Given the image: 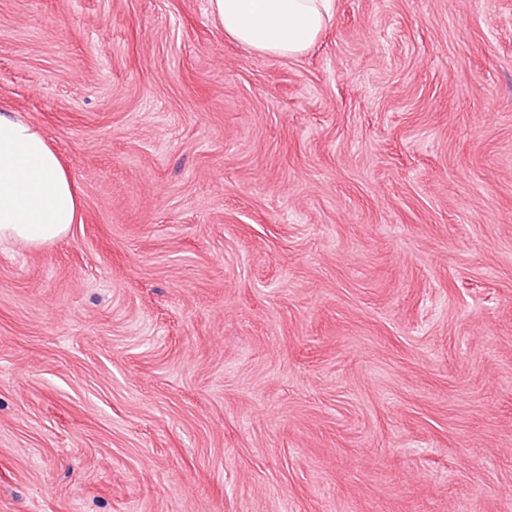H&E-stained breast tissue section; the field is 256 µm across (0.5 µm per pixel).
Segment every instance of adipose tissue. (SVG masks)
I'll return each mask as SVG.
<instances>
[{"label":"adipose tissue","instance_id":"ef3b65f1","mask_svg":"<svg viewBox=\"0 0 512 512\" xmlns=\"http://www.w3.org/2000/svg\"><path fill=\"white\" fill-rule=\"evenodd\" d=\"M227 36L261 54L303 55L333 17L334 0H209ZM81 202L44 132L0 110V240L40 248L63 238Z\"/></svg>","mask_w":512,"mask_h":512}]
</instances>
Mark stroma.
Masks as SVG:
<instances>
[{"instance_id":"35a3bbf8","label":"stroma","mask_w":512,"mask_h":512,"mask_svg":"<svg viewBox=\"0 0 512 512\" xmlns=\"http://www.w3.org/2000/svg\"><path fill=\"white\" fill-rule=\"evenodd\" d=\"M0 0L82 203L0 241V512H512V0ZM224 34L261 54L303 55L333 17L334 0H209Z\"/></svg>"}]
</instances>
